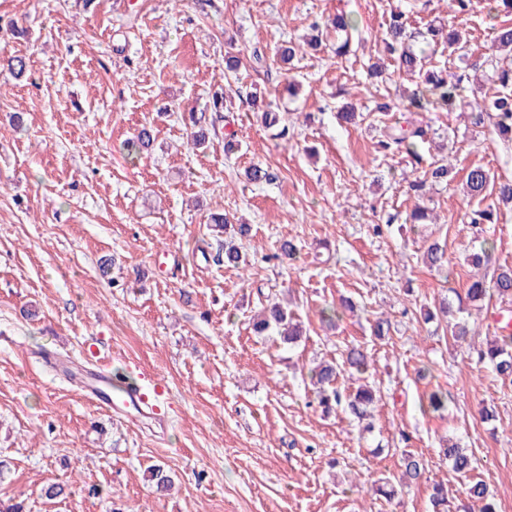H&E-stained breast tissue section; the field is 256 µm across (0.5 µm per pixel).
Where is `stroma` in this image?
<instances>
[{
  "label": "stroma",
  "mask_w": 512,
  "mask_h": 512,
  "mask_svg": "<svg viewBox=\"0 0 512 512\" xmlns=\"http://www.w3.org/2000/svg\"><path fill=\"white\" fill-rule=\"evenodd\" d=\"M406 8L0 0V53L28 63L25 79L0 73V458L9 463L0 500L25 512H432L433 484L456 505L480 480L497 512H512V384L471 356L497 336L503 304L473 311L464 342L451 336L459 313L424 319L443 299L465 298L476 275L512 266V207L463 189L477 165L512 179V140L464 112L407 111L410 83L393 71L367 79L391 14ZM341 12L356 22L350 56L324 46L293 68L280 64V45ZM437 17L454 21L473 52L489 46L481 5L455 18L448 0H430L408 23L418 30ZM11 20L25 37L11 34ZM228 53L244 61L233 80ZM256 90L281 113L287 138L257 120ZM217 91L227 94L219 117L209 107ZM379 101L395 113L375 112ZM347 102L356 123L336 118ZM16 112L20 130L10 124ZM192 112L211 121L198 148L188 138ZM396 119L431 129L417 157L378 150ZM143 127L152 150L129 159L123 142ZM440 158L451 165L447 181L414 197L410 182ZM254 163L271 181L246 180ZM418 204L431 223H407ZM488 207L493 223H470ZM212 212L250 225L245 267L213 261ZM285 239L298 245L295 259H276ZM487 241L490 260L474 269L467 256ZM435 242L448 260L440 270L423 259ZM343 296L356 311L327 324L322 309ZM274 299L302 322L298 344L253 335L251 316ZM380 318L389 323L383 338L373 333ZM93 337L113 377L137 366L167 387L162 421L104 411L43 357L80 358ZM353 345L368 354L381 396L369 434L312 404L309 368ZM438 389L449 397L440 416L422 407ZM448 437L474 453L469 476L439 455ZM405 450L426 471L389 503L375 483L399 476ZM156 464L175 478L170 493L143 479ZM54 482L65 495L50 500L43 489Z\"/></svg>",
  "instance_id": "1"
}]
</instances>
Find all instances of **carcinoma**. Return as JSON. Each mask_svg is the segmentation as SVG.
I'll return each instance as SVG.
<instances>
[{"instance_id": "obj_1", "label": "carcinoma", "mask_w": 512, "mask_h": 512, "mask_svg": "<svg viewBox=\"0 0 512 512\" xmlns=\"http://www.w3.org/2000/svg\"><path fill=\"white\" fill-rule=\"evenodd\" d=\"M484 10L490 19H496L500 13L512 14V0H484ZM355 26L354 20L344 14H338L331 20L311 25L312 34L307 41L310 47L322 43L325 31L333 28L338 32H348ZM427 47L416 51L411 44V35L407 31L405 14L397 12L391 15L382 42L384 49L398 74L414 82V88L406 96L407 111L427 112L439 108L446 112L453 111L458 102L464 98L470 76L466 71L448 79V74L442 71L426 69L431 53L435 46L444 45L449 55H455L461 61L469 57V46L462 41L459 30L453 26L443 27L428 24L426 30L419 33ZM483 75L487 82L496 86V92L491 95H478L472 91L471 115L477 126L490 124L496 133L512 139V26L499 24L493 27V37L490 53L482 61ZM428 131L421 125L394 126L386 132L387 140L380 141L384 149L398 152L414 150V146L426 139ZM153 142L151 130L143 127L125 143L127 157L139 159L148 152ZM449 165L443 161L431 163L426 172V178L411 183L410 189L416 193L423 191L427 181L443 182L448 180ZM495 187L498 200L512 203V180H500L492 183L489 171L481 166L471 168L465 178L467 194L477 198L482 197L489 186ZM209 223L224 235L221 248L224 249V264L239 267L244 262L238 241L249 235L247 224H234L225 214H213ZM494 294L501 299L512 301V268H506L497 273L492 288H487L482 281L473 282L466 291V298L477 303L487 296ZM253 332L263 336L274 330L285 343H295L301 338L299 324L295 321L294 313L273 300L262 307L252 320ZM477 361L492 367L498 376L512 381V336H499L486 348L476 351ZM371 368V362L366 352L359 347L347 349L341 363L334 361L320 364L312 371L314 400L317 405L328 412L335 408L347 411L360 421L370 417V408L377 401V392L368 385H362L354 392H347L336 386V382L345 370L365 374ZM427 408L432 413L441 414L448 410V393L432 391L427 395ZM453 470L466 475L474 469L475 459L469 451L458 444L444 445L439 449ZM403 475L409 481L421 478L424 465L412 452L401 454ZM145 481L160 490H168L173 481L170 475L159 465H153L146 470ZM467 499L476 506L478 512H496V506L488 499L486 486L480 482L471 483L466 488Z\"/></svg>"}]
</instances>
